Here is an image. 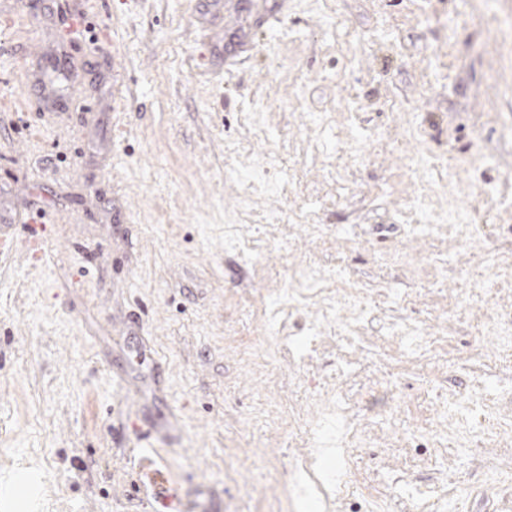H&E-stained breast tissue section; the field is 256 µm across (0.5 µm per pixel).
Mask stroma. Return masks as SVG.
<instances>
[{
    "instance_id": "obj_1",
    "label": "stroma",
    "mask_w": 512,
    "mask_h": 512,
    "mask_svg": "<svg viewBox=\"0 0 512 512\" xmlns=\"http://www.w3.org/2000/svg\"><path fill=\"white\" fill-rule=\"evenodd\" d=\"M409 119L418 134L374 149ZM271 154L278 189L243 206ZM411 154L446 159L449 200L496 239L512 0H0V211L47 220L41 261L0 260V512H512V350L488 329L512 294L461 302L466 274L512 267L407 229L440 186ZM284 210L326 235H267ZM336 266L381 311L348 372L335 339L307 351L319 297L293 342L266 318L294 272ZM399 318L437 355L372 364ZM339 399L348 469L325 505L293 464L325 466L311 439Z\"/></svg>"
}]
</instances>
